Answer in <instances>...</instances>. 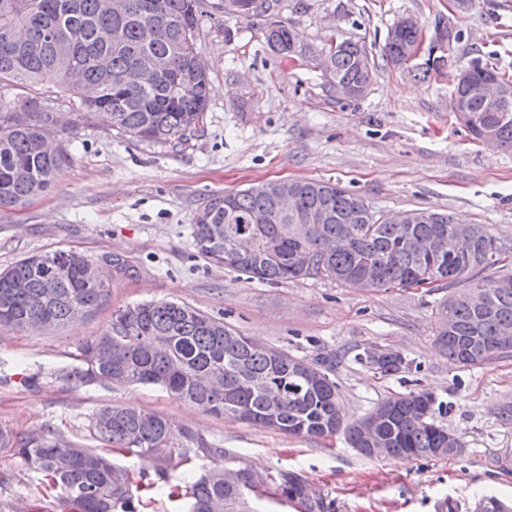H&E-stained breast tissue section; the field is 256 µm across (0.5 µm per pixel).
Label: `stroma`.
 <instances>
[{"instance_id": "stroma-1", "label": "stroma", "mask_w": 512, "mask_h": 512, "mask_svg": "<svg viewBox=\"0 0 512 512\" xmlns=\"http://www.w3.org/2000/svg\"><path fill=\"white\" fill-rule=\"evenodd\" d=\"M417 17L460 30L446 73L413 74L382 61L389 28ZM300 45L328 37L366 47L378 66L366 96L336 98L317 61L292 63L265 40L271 22ZM198 48L211 82L204 124L183 144L137 142L94 124L79 128L72 163L54 188L21 209H0V270L34 253L73 249L102 270L112 256L130 267L111 276L106 303L46 334L0 330V426L53 432L87 448L100 406H135L184 422L209 443L235 450L251 468L296 473L331 512H477L482 496L512 505V359L478 368L450 364L434 343L444 288H348L326 278L250 282L200 258L197 213L216 195L274 179H316L360 195L374 211L448 212L512 242V151L472 140L450 108L449 71L482 59L512 77V0H281L273 16L235 17L224 0H203ZM163 299L224 319L239 334L313 357L320 349L378 346L404 355L383 376L346 358L336 382L346 421L387 395L427 389L450 410L461 448L447 458H366L344 436L310 440L227 420L154 385L70 384L59 371L100 335L114 310ZM0 512H61L57 491L0 451Z\"/></svg>"}]
</instances>
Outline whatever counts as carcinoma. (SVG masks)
Listing matches in <instances>:
<instances>
[{"label":"carcinoma","mask_w":512,"mask_h":512,"mask_svg":"<svg viewBox=\"0 0 512 512\" xmlns=\"http://www.w3.org/2000/svg\"><path fill=\"white\" fill-rule=\"evenodd\" d=\"M130 11L112 14L109 0H0V208L25 206L48 192L71 162L64 147L55 156L40 147L43 127L62 104L78 122L95 123L146 143H178L203 125L210 84L194 70L198 52L202 0H130ZM236 15L265 14L273 0H235ZM279 51L309 52L285 25L266 33ZM157 58L168 62L143 86L120 83L135 67L148 68ZM330 67L349 97H363L372 84L373 62L364 46L338 43ZM41 85L35 96L14 90ZM470 109L492 139L512 149V111L495 112L479 99ZM299 211L269 224L252 217L270 207L252 185L217 196L203 212L207 222L192 225L197 254L230 268L250 281L266 284L326 277L351 288H415L435 275L443 287L478 292L487 306L477 310L459 303L439 306L435 342L460 367H479L512 358V243L493 236L487 225H471L469 255L443 251L418 253L407 234L440 237L461 224L446 212L407 211V223L381 219L365 200L337 184L294 179ZM330 211L325 224H307L308 211ZM251 234L253 260L238 265L225 244L226 218ZM296 254L308 257L300 266ZM110 283L82 253L55 250L35 253L0 271V326L24 332L28 322L48 317L56 328L98 310ZM79 365L59 373L64 383L159 385L173 397L228 420L290 436L325 439L339 433L355 449L369 447V428L383 448L382 457H446L448 405L433 392L391 394L368 414L346 424L337 413L340 399L336 366L345 354L321 351L312 358L262 346L240 336L224 320L179 302L158 300L112 312L107 329L78 349ZM404 367L385 354L369 369L383 376ZM89 429L103 448H84L50 433L20 435L0 427V450L18 457L59 490L63 512H140L133 489L160 491L171 501L186 500V512H255L251 498L275 486L309 512H329L323 499L310 495L296 476L278 473L262 482L240 466L243 458L216 448L192 429L158 413L132 406L106 405L89 419ZM126 456L153 454L157 465L133 481L128 469L108 452ZM202 454L214 466L183 480L184 491L171 485L174 462Z\"/></svg>","instance_id":"1"}]
</instances>
